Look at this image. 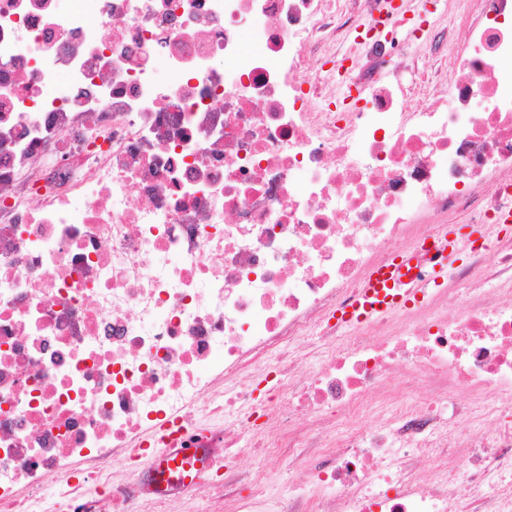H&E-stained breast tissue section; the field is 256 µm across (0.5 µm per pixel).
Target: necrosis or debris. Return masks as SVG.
I'll return each mask as SVG.
<instances>
[{
    "mask_svg": "<svg viewBox=\"0 0 512 512\" xmlns=\"http://www.w3.org/2000/svg\"><path fill=\"white\" fill-rule=\"evenodd\" d=\"M362 2L0 0V512H195L114 473L168 422L227 512H512V240L338 318L410 206L512 212V0L411 91Z\"/></svg>",
    "mask_w": 512,
    "mask_h": 512,
    "instance_id": "necrosis-or-debris-1",
    "label": "necrosis or debris"
}]
</instances>
